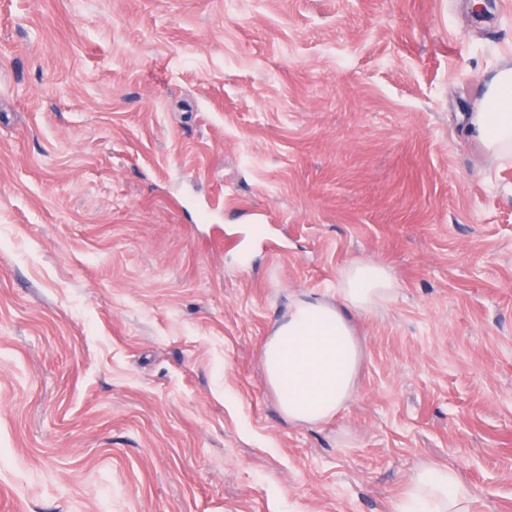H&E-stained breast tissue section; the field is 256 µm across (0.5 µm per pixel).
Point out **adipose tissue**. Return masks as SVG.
<instances>
[{
  "label": "adipose tissue",
  "mask_w": 512,
  "mask_h": 512,
  "mask_svg": "<svg viewBox=\"0 0 512 512\" xmlns=\"http://www.w3.org/2000/svg\"><path fill=\"white\" fill-rule=\"evenodd\" d=\"M470 135L492 155L512 156V67L487 82L484 103L472 113ZM395 280L381 264L358 260L343 272L336 299L297 301L288 319L268 337L263 368L283 415L295 423L317 424L337 414L350 398L360 347L348 315L391 300ZM474 497L456 470L420 464L393 501L392 512H472Z\"/></svg>",
  "instance_id": "1"
}]
</instances>
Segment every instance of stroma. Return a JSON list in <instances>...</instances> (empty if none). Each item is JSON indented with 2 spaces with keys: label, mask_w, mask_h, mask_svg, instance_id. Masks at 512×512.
Wrapping results in <instances>:
<instances>
[{
  "label": "stroma",
  "mask_w": 512,
  "mask_h": 512,
  "mask_svg": "<svg viewBox=\"0 0 512 512\" xmlns=\"http://www.w3.org/2000/svg\"><path fill=\"white\" fill-rule=\"evenodd\" d=\"M512 0H0V512H512V159L466 132ZM352 397L264 344L351 262ZM395 288L387 267L358 260L344 270L336 303L312 296L289 309L263 351L267 380L289 422L317 424L341 410L360 363L348 313L388 302ZM474 497L456 470L422 463L402 493L393 501L392 512H472Z\"/></svg>",
  "instance_id": "35a3bbf8"
}]
</instances>
